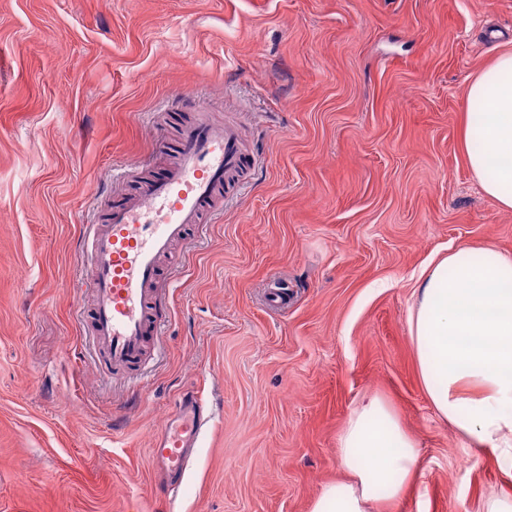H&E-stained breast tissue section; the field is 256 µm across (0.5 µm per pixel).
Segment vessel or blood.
<instances>
[{
	"instance_id": "obj_1",
	"label": "vessel or blood",
	"mask_w": 512,
	"mask_h": 512,
	"mask_svg": "<svg viewBox=\"0 0 512 512\" xmlns=\"http://www.w3.org/2000/svg\"><path fill=\"white\" fill-rule=\"evenodd\" d=\"M173 150V165L134 194L114 200L106 224L89 227L92 338L112 368L134 376L142 370L151 340L161 333L160 258L239 186V172L250 165L237 131L214 127L203 117L183 128ZM212 417L201 398L186 394L158 434L151 456L170 495L181 488Z\"/></svg>"
}]
</instances>
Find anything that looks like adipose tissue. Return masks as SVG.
Masks as SVG:
<instances>
[{"instance_id": "obj_1", "label": "adipose tissue", "mask_w": 512, "mask_h": 512, "mask_svg": "<svg viewBox=\"0 0 512 512\" xmlns=\"http://www.w3.org/2000/svg\"><path fill=\"white\" fill-rule=\"evenodd\" d=\"M480 139L464 160L483 193L512 210V52L496 55L466 93ZM409 315L419 374L437 416L476 456L512 464V256L460 248L420 277ZM346 479L329 483L311 512H395L418 461L416 442L373 397L338 437Z\"/></svg>"}]
</instances>
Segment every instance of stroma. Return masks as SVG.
I'll use <instances>...</instances> for the list:
<instances>
[{
	"label": "stroma",
	"instance_id": "stroma-1",
	"mask_svg": "<svg viewBox=\"0 0 512 512\" xmlns=\"http://www.w3.org/2000/svg\"><path fill=\"white\" fill-rule=\"evenodd\" d=\"M506 51L512 0H0V512H311L368 395L418 442L397 512L512 494L436 415L408 322L432 259L512 255L464 161L467 86ZM180 98L256 163L164 264L135 387L88 346L84 226L120 168L171 162ZM191 391L215 414L172 498L150 449Z\"/></svg>",
	"mask_w": 512,
	"mask_h": 512
}]
</instances>
